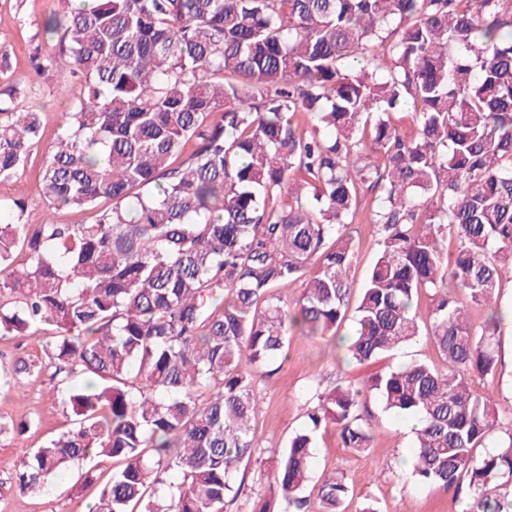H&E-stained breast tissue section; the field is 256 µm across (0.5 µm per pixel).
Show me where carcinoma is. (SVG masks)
I'll return each instance as SVG.
<instances>
[{
  "mask_svg": "<svg viewBox=\"0 0 512 512\" xmlns=\"http://www.w3.org/2000/svg\"><path fill=\"white\" fill-rule=\"evenodd\" d=\"M73 2L44 30L62 33L83 95L41 185L50 209L88 221L27 224L25 201L0 202V337L54 331L40 358L16 360L15 384L54 369L73 415L22 449L20 489L119 458L91 512H224L258 447L256 376L288 358L289 336L328 338L346 364L392 355L421 335L427 289L448 370L406 363L312 394L258 512H306L329 428L370 452V398L420 418L414 481L465 488L469 512H509L512 430L475 456L500 410L472 378L495 374L512 319L499 304L512 273V0ZM31 65L38 78L57 69L38 49ZM29 83L0 90V179L43 135L21 106ZM366 191L381 248L342 333ZM298 281L290 305L281 289ZM474 308L487 311L478 325ZM77 373L86 382L68 384ZM348 495L342 475L320 488L325 512Z\"/></svg>",
  "mask_w": 512,
  "mask_h": 512,
  "instance_id": "1",
  "label": "carcinoma"
}]
</instances>
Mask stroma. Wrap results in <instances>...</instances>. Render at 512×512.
I'll list each match as a JSON object with an SVG mask.
<instances>
[{
  "mask_svg": "<svg viewBox=\"0 0 512 512\" xmlns=\"http://www.w3.org/2000/svg\"><path fill=\"white\" fill-rule=\"evenodd\" d=\"M56 6L57 0H0V41L11 54L10 68L0 70V89L14 82L16 77L30 73V55L34 48L51 51V44L43 37L42 21ZM57 78L54 84L45 80L32 84L24 103L41 112L43 135L33 145L18 175L0 181V199H23L24 220L29 224L41 223L45 216L41 163L81 92V85L72 78L67 61H60ZM61 81L67 83L68 94L58 93L57 84ZM413 361L441 370L447 367L432 336L426 333L396 355L363 365L341 364L323 339L291 336L287 360L262 374L256 386L259 409L254 426L260 446L283 447L288 437L302 427L305 402L312 390L332 389L340 380L356 383L390 366ZM23 382V392L0 391V423L30 422L31 429L23 441L35 448L69 429L72 417L60 400L50 397L48 373L24 377ZM472 385L498 404L501 427L512 428L511 324L504 325L501 331L495 376L474 379ZM368 409L379 426L369 454L358 455L344 448L338 434L331 431L320 438L312 478L305 491L309 512H323L319 489L324 479L333 474L345 475L352 489L346 512H360L366 506L376 508L377 512H466L468 499L464 492L416 485L410 478L409 468L401 465L402 455L409 453L412 445L408 421L384 413L374 401L369 402ZM17 443L12 435L0 436V512H88L97 488L96 485L82 486L80 471L76 468L52 477L42 492H20L16 474L22 459ZM274 467V461L263 456L242 468L238 474L242 491L235 501L226 504L224 512H252L260 492L268 487Z\"/></svg>",
  "mask_w": 512,
  "mask_h": 512,
  "instance_id": "35a3bbf8",
  "label": "stroma"
}]
</instances>
